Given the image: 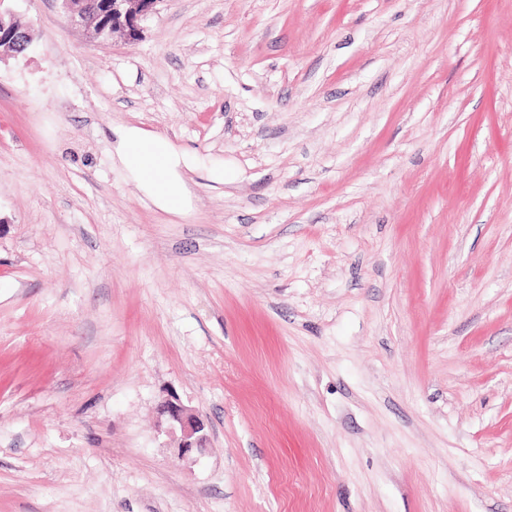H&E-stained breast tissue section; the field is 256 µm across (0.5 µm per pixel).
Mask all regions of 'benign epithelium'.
Listing matches in <instances>:
<instances>
[{"mask_svg": "<svg viewBox=\"0 0 512 512\" xmlns=\"http://www.w3.org/2000/svg\"><path fill=\"white\" fill-rule=\"evenodd\" d=\"M71 23L86 30L93 41H109L120 34L133 40L143 33V23L154 13L161 0H110L103 5L88 0H58ZM31 40L29 31L8 13L0 11V58L12 55L15 42ZM161 426L166 434L180 433L174 456L183 458L191 452L202 453L209 443L206 416L192 411L177 399L166 400L159 409Z\"/></svg>", "mask_w": 512, "mask_h": 512, "instance_id": "7a95c632", "label": "benign epithelium"}]
</instances>
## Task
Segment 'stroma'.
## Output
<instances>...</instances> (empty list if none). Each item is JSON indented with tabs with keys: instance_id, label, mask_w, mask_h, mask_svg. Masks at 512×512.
<instances>
[{
	"instance_id": "obj_1",
	"label": "stroma",
	"mask_w": 512,
	"mask_h": 512,
	"mask_svg": "<svg viewBox=\"0 0 512 512\" xmlns=\"http://www.w3.org/2000/svg\"><path fill=\"white\" fill-rule=\"evenodd\" d=\"M4 6L0 512H512V0ZM2 2H0V58L13 56L14 42L24 43L23 40H32L26 28L14 21L9 13L2 12ZM71 23L84 28L93 41H110L114 34L134 40L143 33V23L154 13L160 0H111L103 5L88 0H57ZM107 8L105 20L101 8ZM114 136L112 158L149 202L170 214L189 213L191 192L183 169H190V155L177 151L166 137L136 126L119 127ZM161 426L159 431L166 434L180 433L174 456L183 458L191 452L203 453L209 443L206 416L199 411L187 409L178 399L166 400L159 409Z\"/></svg>"
}]
</instances>
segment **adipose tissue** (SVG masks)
<instances>
[{"mask_svg":"<svg viewBox=\"0 0 512 512\" xmlns=\"http://www.w3.org/2000/svg\"><path fill=\"white\" fill-rule=\"evenodd\" d=\"M112 156L149 202L159 210L184 215L191 209V192L183 171L190 168L188 153L177 151L157 133L136 126L115 130Z\"/></svg>","mask_w":512,"mask_h":512,"instance_id":"adipose-tissue-1","label":"adipose tissue"}]
</instances>
